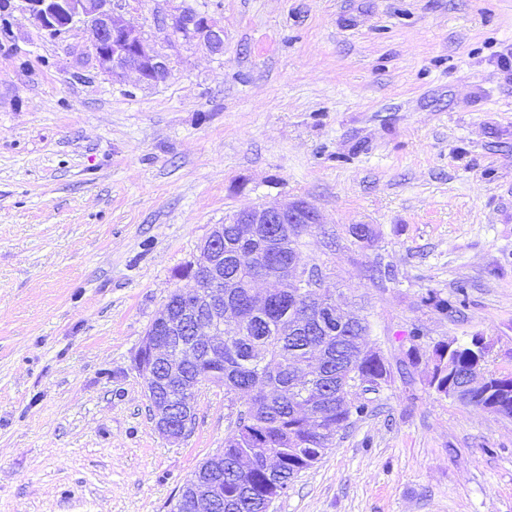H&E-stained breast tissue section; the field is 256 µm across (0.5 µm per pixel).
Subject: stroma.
<instances>
[{"label": "stroma", "instance_id": "35a3bbf8", "mask_svg": "<svg viewBox=\"0 0 512 512\" xmlns=\"http://www.w3.org/2000/svg\"><path fill=\"white\" fill-rule=\"evenodd\" d=\"M187 2L224 52L180 43L157 85L80 64L83 30L0 19V512H171L233 408L202 386L164 438L134 358L214 225L253 206L302 198L334 225L335 250L315 231L303 253L389 361L418 327L424 352L492 337L512 371V0ZM460 285L465 317L427 304ZM430 371L359 393L370 414L270 512H512V419Z\"/></svg>", "mask_w": 512, "mask_h": 512}]
</instances>
